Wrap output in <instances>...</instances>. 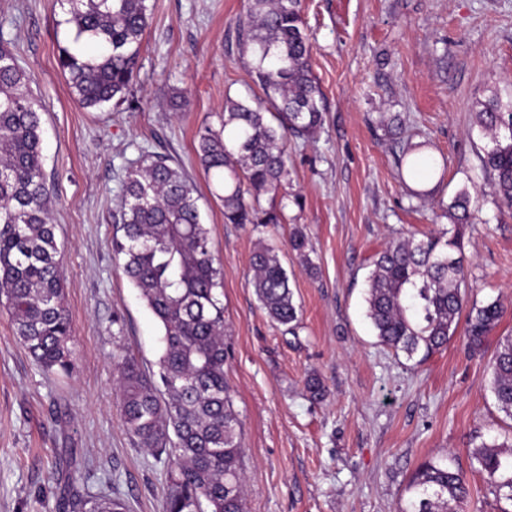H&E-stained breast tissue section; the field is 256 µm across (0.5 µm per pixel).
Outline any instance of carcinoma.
<instances>
[{
    "instance_id": "obj_1",
    "label": "carcinoma",
    "mask_w": 512,
    "mask_h": 512,
    "mask_svg": "<svg viewBox=\"0 0 512 512\" xmlns=\"http://www.w3.org/2000/svg\"><path fill=\"white\" fill-rule=\"evenodd\" d=\"M73 42L61 65L75 99L101 108L122 99L137 74L148 0H66ZM238 42L251 57L262 95L225 98L220 129L199 134L201 167L223 192L224 223H284L288 194V136L309 138L324 121V93L311 72V45L301 0H248ZM30 76L0 33V308L15 336L48 374L72 372L71 322L65 306L52 198L46 185L41 116L29 91ZM487 139L479 156L498 201L512 209V96L495 94L475 113ZM423 143L399 146L397 167L420 181L437 170L417 158ZM121 236L113 252L163 328L154 380L130 354L115 357L121 414L134 443L169 461L163 512H244L239 419L224 376V305L215 290L209 231L201 222L196 190L163 155H148L126 173ZM279 200L267 208L261 197ZM479 199L466 189L446 206L454 229L479 220ZM290 246L305 268L316 270L304 233ZM458 235L392 242L375 258L366 284L367 317L380 342L425 360L454 336L464 309L462 261L451 254ZM257 299L270 320L293 333L298 311L277 249L262 245L251 258ZM495 301L472 307L466 335L473 350L498 325ZM491 389L512 418V337L499 343L490 364ZM490 494L512 506V445L483 444L474 452ZM399 512H457L469 495L463 475L442 460H428L412 476ZM66 512H129L125 498L74 495Z\"/></svg>"
}]
</instances>
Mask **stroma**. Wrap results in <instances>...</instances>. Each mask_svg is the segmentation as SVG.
<instances>
[{
    "label": "stroma",
    "mask_w": 512,
    "mask_h": 512,
    "mask_svg": "<svg viewBox=\"0 0 512 512\" xmlns=\"http://www.w3.org/2000/svg\"><path fill=\"white\" fill-rule=\"evenodd\" d=\"M140 65L123 102L81 107L60 65L71 46L61 0H0V32L32 78L47 187L71 319L72 379L47 376L0 312V512H62L69 476L83 493L118 491L130 512H162L165 457L126 434L113 357L152 370L161 327L112 252L126 171L168 156L195 185L222 279L224 375L240 420L245 512H398L420 463L447 461L470 494L460 512H499L473 452L512 442L491 390L492 359L512 336V211L481 168L477 104L512 92V0H302L312 73L326 101L310 139H290L293 202L278 227L228 224L197 157L201 126L219 127L226 97L258 93L238 46L247 0H149ZM184 107L172 102L175 95ZM401 115L421 158L444 176L399 172L386 120ZM482 194L464 226L467 305L503 309L482 348L464 329L426 361L381 345L366 316L374 255L400 238L448 229L442 209ZM303 228L318 268L289 246ZM292 271L300 325L271 322L253 286L259 243ZM328 390L320 403L308 375Z\"/></svg>",
    "instance_id": "obj_1"
}]
</instances>
